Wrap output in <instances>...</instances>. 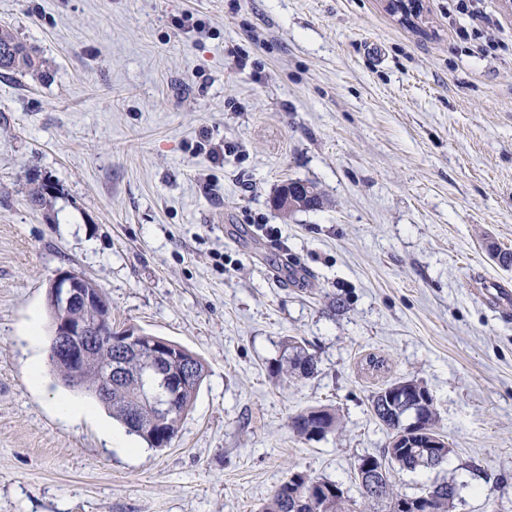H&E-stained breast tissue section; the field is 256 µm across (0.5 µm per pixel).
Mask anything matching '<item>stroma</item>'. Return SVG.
Masks as SVG:
<instances>
[{"label":"stroma","mask_w":512,"mask_h":512,"mask_svg":"<svg viewBox=\"0 0 512 512\" xmlns=\"http://www.w3.org/2000/svg\"><path fill=\"white\" fill-rule=\"evenodd\" d=\"M421 5L410 25L387 0H0L36 63L0 73V512H260L292 469L348 489L388 442L372 392L404 378L452 451L398 491L512 512V309L480 292L512 287L488 252L512 248V0H481L465 43L448 0ZM291 180L324 206L275 208ZM64 269L114 326L205 361L167 448L59 415L88 400L46 364ZM289 336L313 378H271ZM320 405L339 429L296 437ZM339 417L336 411L329 407H310L290 419V427L299 438L311 441L324 439L336 431Z\"/></svg>","instance_id":"1"}]
</instances>
